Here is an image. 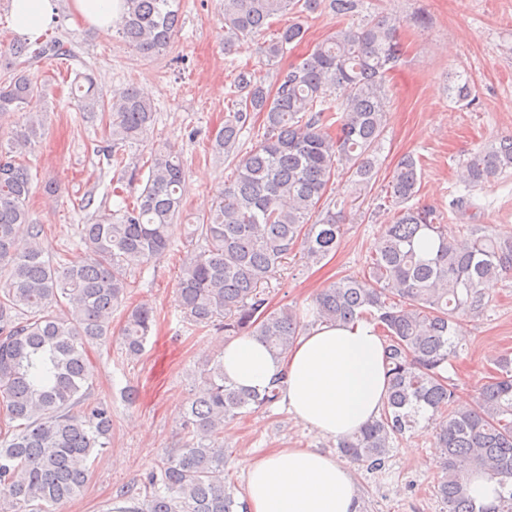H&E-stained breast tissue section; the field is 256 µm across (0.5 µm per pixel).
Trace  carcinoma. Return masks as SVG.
<instances>
[{
	"mask_svg": "<svg viewBox=\"0 0 512 512\" xmlns=\"http://www.w3.org/2000/svg\"><path fill=\"white\" fill-rule=\"evenodd\" d=\"M367 0H223L224 51L268 30L272 19L294 16L263 42L269 61L304 41L302 17L328 9L357 16ZM180 0H123L113 24L144 57L165 52L178 28ZM400 19L381 16L338 29L278 73L273 87L242 70L229 90V112L213 151L236 160L237 174L185 230L176 305L194 329L224 328L230 339L260 336L284 354L302 333L292 307L272 309L266 288L295 250L320 261L336 252L347 209L376 176L377 153L387 127L388 73L402 59ZM68 53L58 38L18 40L0 49V114L26 110L24 128L8 151L0 146V512H59L78 496L93 455L112 434V404L88 383L87 348L112 343V314L131 288L133 266L170 251L174 223L186 194L180 155L167 147L151 153L148 176L136 204L102 212L80 225L89 252L81 265L50 257L46 228L31 221L29 167L17 156L42 136V112L33 104L45 82L27 66ZM78 103L85 118L108 126L96 152L112 179L135 178L125 148L153 130L152 102L134 86L106 103L97 100L94 76L85 73ZM457 103L475 101L469 82L448 83ZM265 131L249 151L239 137L254 114ZM351 190L329 197L339 168ZM512 169V137L495 138L463 164L460 182L475 188ZM419 176L414 157H403L375 209H395L384 225L367 270L344 275L321 289L312 313L319 321H374L385 338L387 401L381 415L338 439L348 460L369 470L385 466L396 443L419 430L426 417L442 476L435 493L447 512H512V357L492 362L473 405L456 401L446 376L457 357L455 329L481 312L489 291L512 274V236L469 224L439 223L433 208L412 205ZM153 308L125 313L121 349L136 360L145 350ZM195 393L181 415L185 441L162 454L159 471L135 490H120L126 512H236L234 490L224 479V423L243 411L277 402L280 384L263 391L240 389L224 377L218 358L194 374ZM498 485L489 503L469 494L473 475Z\"/></svg>",
	"mask_w": 512,
	"mask_h": 512,
	"instance_id": "1",
	"label": "carcinoma"
}]
</instances>
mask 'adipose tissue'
<instances>
[{
    "label": "adipose tissue",
    "instance_id": "adipose-tissue-1",
    "mask_svg": "<svg viewBox=\"0 0 512 512\" xmlns=\"http://www.w3.org/2000/svg\"><path fill=\"white\" fill-rule=\"evenodd\" d=\"M56 0H12L15 33L37 38L55 20ZM225 377L260 391L280 380L296 419L327 439L352 434L380 415L387 398L384 343L373 323L324 322L277 355L244 335L221 348ZM246 512H360L349 462L318 448H279L246 471Z\"/></svg>",
    "mask_w": 512,
    "mask_h": 512
}]
</instances>
